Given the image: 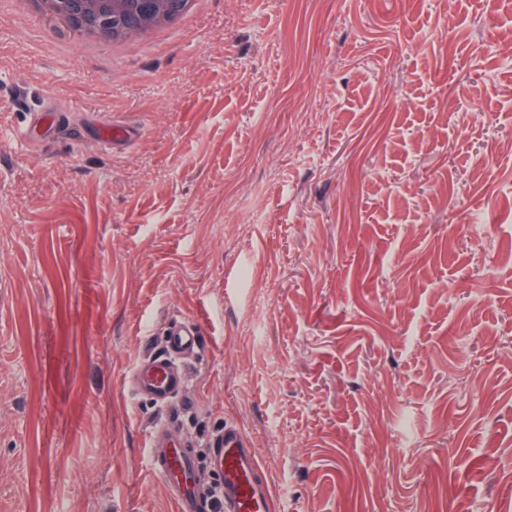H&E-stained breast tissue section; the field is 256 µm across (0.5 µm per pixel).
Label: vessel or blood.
I'll return each instance as SVG.
<instances>
[{
    "label": "vessel or blood",
    "mask_w": 512,
    "mask_h": 512,
    "mask_svg": "<svg viewBox=\"0 0 512 512\" xmlns=\"http://www.w3.org/2000/svg\"><path fill=\"white\" fill-rule=\"evenodd\" d=\"M166 336L165 351L140 362L128 378L134 395L162 408L183 388L180 360L198 349L200 329L194 322L176 323ZM150 446L154 470L173 487L176 512H274L271 483L240 428L227 425L212 436L210 461L222 479L203 491L194 482L195 460L172 445L162 427L153 429Z\"/></svg>",
    "instance_id": "vessel-or-blood-1"
}]
</instances>
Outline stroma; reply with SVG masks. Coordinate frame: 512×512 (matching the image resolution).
<instances>
[{
  "label": "stroma",
  "instance_id": "1",
  "mask_svg": "<svg viewBox=\"0 0 512 512\" xmlns=\"http://www.w3.org/2000/svg\"><path fill=\"white\" fill-rule=\"evenodd\" d=\"M0 0V512H512V0H204L121 49ZM71 135L22 138L46 103ZM128 127L119 144L103 129ZM200 346L166 409L131 370ZM150 448L153 469L173 487L176 512L274 511L271 483L240 428L227 424L212 436L210 461L222 480L204 491L196 489L195 460L172 445L161 426L153 429Z\"/></svg>",
  "mask_w": 512,
  "mask_h": 512
}]
</instances>
